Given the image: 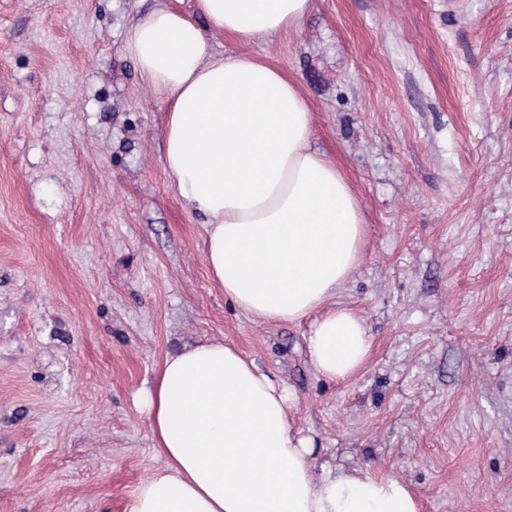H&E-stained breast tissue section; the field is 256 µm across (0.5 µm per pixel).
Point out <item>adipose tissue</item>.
<instances>
[{"instance_id": "obj_1", "label": "adipose tissue", "mask_w": 512, "mask_h": 512, "mask_svg": "<svg viewBox=\"0 0 512 512\" xmlns=\"http://www.w3.org/2000/svg\"><path fill=\"white\" fill-rule=\"evenodd\" d=\"M310 7L193 0L187 14L161 5L128 29L123 49L166 105L165 166L206 226L211 278L259 321L311 319L312 363L340 382L372 347L363 317L334 302L362 257L359 202L311 148V112L296 83L255 56L217 53L204 29L270 38ZM288 400L280 382L222 340L168 355L142 394L165 462L138 485L128 512H421L398 478L317 472Z\"/></svg>"}]
</instances>
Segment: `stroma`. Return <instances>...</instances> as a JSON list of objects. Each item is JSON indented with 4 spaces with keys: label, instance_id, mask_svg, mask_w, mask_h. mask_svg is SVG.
<instances>
[{
    "label": "stroma",
    "instance_id": "stroma-1",
    "mask_svg": "<svg viewBox=\"0 0 512 512\" xmlns=\"http://www.w3.org/2000/svg\"><path fill=\"white\" fill-rule=\"evenodd\" d=\"M0 0V512H127L163 465L139 391L224 338L285 385L319 462L394 476L421 512H512V0H312L217 52L299 86L311 146L365 222L335 301L372 338L318 375L309 321L225 299L124 50L159 3Z\"/></svg>",
    "mask_w": 512,
    "mask_h": 512
}]
</instances>
